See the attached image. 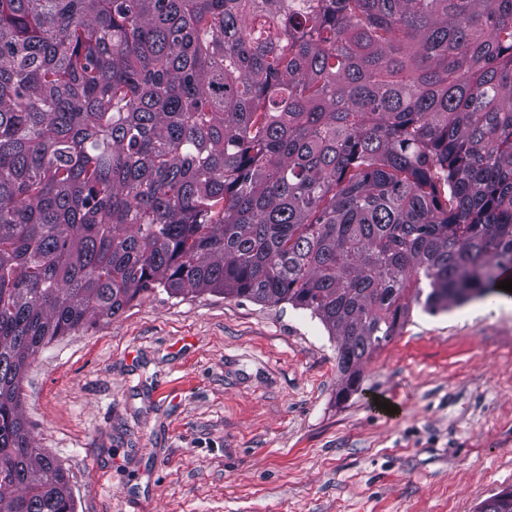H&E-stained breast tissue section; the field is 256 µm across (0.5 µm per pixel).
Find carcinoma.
<instances>
[{"mask_svg":"<svg viewBox=\"0 0 512 512\" xmlns=\"http://www.w3.org/2000/svg\"><path fill=\"white\" fill-rule=\"evenodd\" d=\"M509 270L512 0H0V512H76L29 360L158 286L311 311L345 396Z\"/></svg>","mask_w":512,"mask_h":512,"instance_id":"carcinoma-1","label":"carcinoma"}]
</instances>
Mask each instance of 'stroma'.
Masks as SVG:
<instances>
[{
	"label": "stroma",
	"mask_w": 512,
	"mask_h": 512,
	"mask_svg": "<svg viewBox=\"0 0 512 512\" xmlns=\"http://www.w3.org/2000/svg\"><path fill=\"white\" fill-rule=\"evenodd\" d=\"M340 388L310 311L159 287L43 347L23 411L76 512H477L512 488V292L413 306Z\"/></svg>",
	"instance_id": "stroma-1"
}]
</instances>
